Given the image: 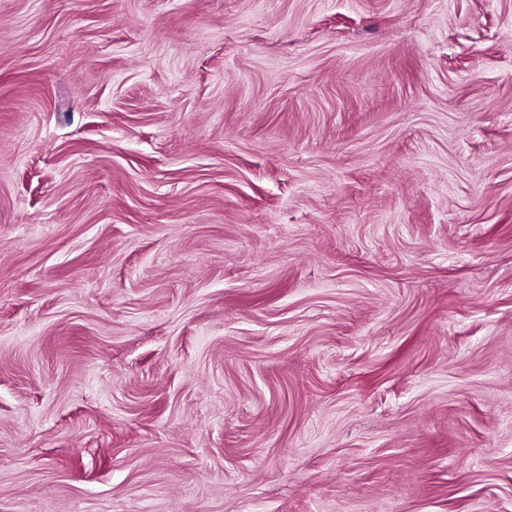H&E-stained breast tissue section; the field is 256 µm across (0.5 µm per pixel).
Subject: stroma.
<instances>
[{
	"label": "stroma",
	"mask_w": 512,
	"mask_h": 512,
	"mask_svg": "<svg viewBox=\"0 0 512 512\" xmlns=\"http://www.w3.org/2000/svg\"><path fill=\"white\" fill-rule=\"evenodd\" d=\"M0 512H512V0H0Z\"/></svg>",
	"instance_id": "stroma-1"
}]
</instances>
